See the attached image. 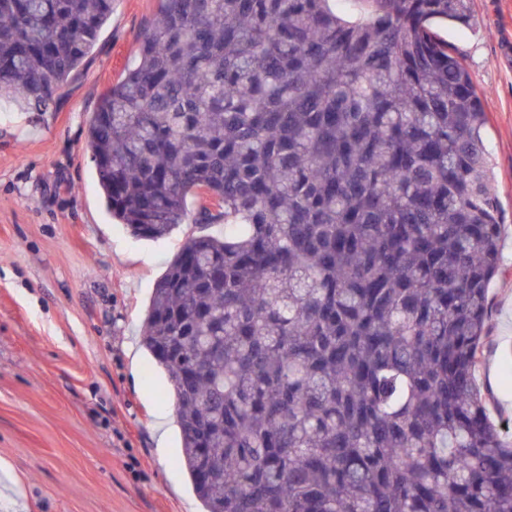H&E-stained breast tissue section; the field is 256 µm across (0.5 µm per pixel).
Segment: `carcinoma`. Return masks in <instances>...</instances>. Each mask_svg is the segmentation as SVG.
Returning a JSON list of instances; mask_svg holds the SVG:
<instances>
[{
  "instance_id": "carcinoma-1",
  "label": "carcinoma",
  "mask_w": 512,
  "mask_h": 512,
  "mask_svg": "<svg viewBox=\"0 0 512 512\" xmlns=\"http://www.w3.org/2000/svg\"><path fill=\"white\" fill-rule=\"evenodd\" d=\"M113 0H0V99L44 112ZM158 0L85 150L108 213L192 235L143 346L203 512H512V428L475 383L500 203L470 0ZM197 208L188 209V198Z\"/></svg>"
}]
</instances>
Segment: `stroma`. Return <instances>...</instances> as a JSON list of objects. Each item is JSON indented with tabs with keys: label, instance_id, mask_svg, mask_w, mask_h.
I'll use <instances>...</instances> for the list:
<instances>
[{
	"label": "stroma",
	"instance_id": "stroma-1",
	"mask_svg": "<svg viewBox=\"0 0 512 512\" xmlns=\"http://www.w3.org/2000/svg\"><path fill=\"white\" fill-rule=\"evenodd\" d=\"M157 0H114L80 73L49 111H0V465L18 496L0 512H200L178 465L166 378L141 342L156 280L187 236L131 235L112 220L84 150L101 92L135 59ZM470 25L441 22L481 95L502 221L476 385L512 421V0H471Z\"/></svg>",
	"mask_w": 512,
	"mask_h": 512
}]
</instances>
